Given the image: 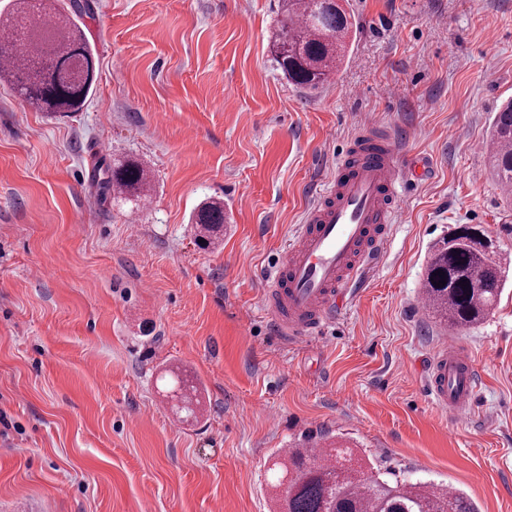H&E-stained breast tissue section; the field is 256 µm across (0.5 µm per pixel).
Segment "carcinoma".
<instances>
[{
    "mask_svg": "<svg viewBox=\"0 0 512 512\" xmlns=\"http://www.w3.org/2000/svg\"><path fill=\"white\" fill-rule=\"evenodd\" d=\"M19 26L0 29V80L17 87L40 111L50 116L80 112L92 95L98 63L77 18L86 5L70 0H41L48 20L32 17L29 0H15ZM354 33L351 14L333 0H282L281 19L269 39L277 68L293 85L316 89L337 74ZM59 40L65 49L43 58L39 35ZM490 167L502 192L512 195V101L493 120ZM101 194L144 201L150 190L147 169L134 159L106 167L98 181ZM197 237L204 244L224 234V203L211 200L192 215ZM504 258L486 255L475 227L463 224L430 252L424 278L428 309L439 320L465 328L484 321L506 286L500 272ZM444 275H438V272ZM444 282L438 287L436 283ZM311 449L288 448L285 461L275 463L285 486L286 512H477L458 489L443 490L428 483H390L368 476L349 448H321V462Z\"/></svg>",
    "mask_w": 512,
    "mask_h": 512,
    "instance_id": "obj_1",
    "label": "carcinoma"
}]
</instances>
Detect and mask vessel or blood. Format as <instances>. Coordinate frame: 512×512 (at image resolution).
<instances>
[{
    "label": "vessel or blood",
    "mask_w": 512,
    "mask_h": 512,
    "mask_svg": "<svg viewBox=\"0 0 512 512\" xmlns=\"http://www.w3.org/2000/svg\"><path fill=\"white\" fill-rule=\"evenodd\" d=\"M363 132L336 166V178L316 190L286 258L270 271L261 307L278 338L301 343L336 320V304L388 243L399 202L401 166L391 138L367 113ZM481 379L471 355L456 342L432 359L426 390L448 419L471 417Z\"/></svg>",
    "instance_id": "1"
}]
</instances>
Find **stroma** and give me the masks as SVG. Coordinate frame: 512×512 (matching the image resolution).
Returning <instances> with one entry per match:
<instances>
[{"label": "stroma", "instance_id": "1", "mask_svg": "<svg viewBox=\"0 0 512 512\" xmlns=\"http://www.w3.org/2000/svg\"><path fill=\"white\" fill-rule=\"evenodd\" d=\"M87 3L82 112L47 119L0 84V512H277L273 452L322 440L512 512V280L453 334L419 304L458 225L512 259L482 149L512 97V0H348L356 37L315 90L272 60L280 0ZM364 112L422 175L336 324L277 341L265 275ZM126 158L151 173L146 204L98 189ZM212 199L224 236L202 250L190 216ZM452 337L482 377L458 423L425 397ZM174 373L198 388L194 419L166 396Z\"/></svg>", "mask_w": 512, "mask_h": 512}]
</instances>
